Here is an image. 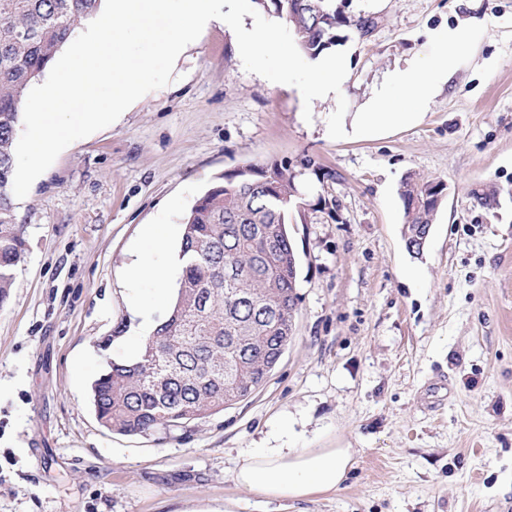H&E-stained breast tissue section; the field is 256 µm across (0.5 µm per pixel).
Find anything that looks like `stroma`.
Masks as SVG:
<instances>
[{"label": "stroma", "instance_id": "35a3bbf8", "mask_svg": "<svg viewBox=\"0 0 512 512\" xmlns=\"http://www.w3.org/2000/svg\"><path fill=\"white\" fill-rule=\"evenodd\" d=\"M381 21L345 31L350 79L305 107L300 91L247 72L212 25L173 80L65 148L14 199L24 260L0 306V512H512V0H345ZM470 46L418 126L339 141L384 73L436 52L427 32ZM283 163L309 222L291 213L294 336L247 400L169 436L96 420L92 382L137 356L173 290L132 282L163 263L183 217L222 176ZM440 179L420 257L406 250L399 187ZM496 187L489 210L473 189ZM416 279H409V272ZM257 448H352L340 490L267 502L231 472Z\"/></svg>", "mask_w": 512, "mask_h": 512}]
</instances>
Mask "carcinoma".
<instances>
[{
	"label": "carcinoma",
	"instance_id": "carcinoma-1",
	"mask_svg": "<svg viewBox=\"0 0 512 512\" xmlns=\"http://www.w3.org/2000/svg\"><path fill=\"white\" fill-rule=\"evenodd\" d=\"M102 0H0V305L25 254L8 189L15 174L19 109L29 87L91 19ZM285 19L298 49L314 58L337 46L344 29L369 35L372 15L352 16L335 0H255ZM288 165H246L224 175L185 215L182 270L167 318L133 362L109 363L92 386L97 421L125 435L172 433L252 395L293 338L297 261L288 230L303 199ZM440 179L405 178L402 236L420 256L433 224ZM485 207L492 187L472 190Z\"/></svg>",
	"mask_w": 512,
	"mask_h": 512
}]
</instances>
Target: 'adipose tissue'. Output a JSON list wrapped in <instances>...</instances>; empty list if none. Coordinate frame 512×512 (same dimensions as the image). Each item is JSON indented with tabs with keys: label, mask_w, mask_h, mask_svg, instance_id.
Segmentation results:
<instances>
[{
	"label": "adipose tissue",
	"mask_w": 512,
	"mask_h": 512,
	"mask_svg": "<svg viewBox=\"0 0 512 512\" xmlns=\"http://www.w3.org/2000/svg\"><path fill=\"white\" fill-rule=\"evenodd\" d=\"M428 37L438 46L433 57L406 59L385 73L359 111L337 113L329 128L337 140L381 138L424 120L468 46V36L461 30L442 28ZM308 70L311 79L302 100L309 107L336 99L350 77L346 57L337 48L310 59ZM396 92L407 99V108L395 109ZM354 456L351 448H260L243 455L231 479L237 487L269 500H306L339 489Z\"/></svg>",
	"instance_id": "adipose-tissue-1"
}]
</instances>
